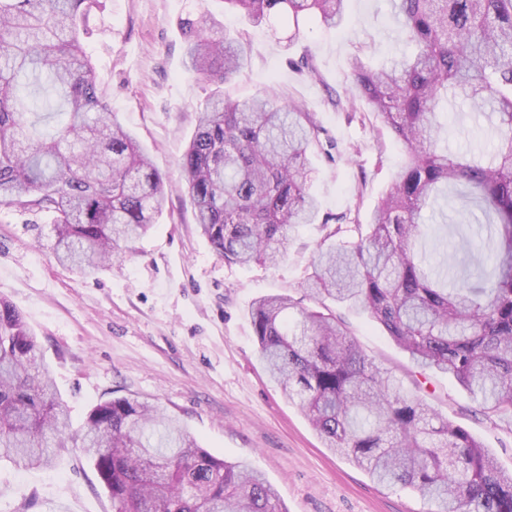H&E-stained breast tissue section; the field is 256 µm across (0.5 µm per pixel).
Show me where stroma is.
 <instances>
[{
  "mask_svg": "<svg viewBox=\"0 0 512 512\" xmlns=\"http://www.w3.org/2000/svg\"><path fill=\"white\" fill-rule=\"evenodd\" d=\"M345 9L349 25L334 30L285 18L253 26L226 13L222 0H103L83 47L118 121L168 180L163 213L111 265L80 277L56 260L50 232L38 237L31 231L46 217L0 208V297L38 335L68 403L72 430L82 428L94 405L132 397L179 418L213 456L261 471L287 512H427L416 493L380 487L324 448L259 358L251 305L268 294L298 295L326 233L323 225L299 227L277 265L228 263L201 235L180 180L181 156L212 86L190 70L177 22L209 12L250 44L247 65L228 93L244 101L272 87L281 99L300 100L315 112L320 139L331 149L311 153L310 191L322 215L366 223L406 149L372 113L336 109L330 98L347 86L350 57L381 62L408 48L395 32L389 0H346ZM304 57L315 64L317 77L295 69ZM442 121L450 151L489 154L498 145L486 115L468 102L448 110ZM467 206L449 189L448 238L428 247L430 263L463 259L468 243L455 221ZM345 318L370 357L512 470V424L486 419L453 378L419 374L366 315L349 311ZM0 512L113 508L93 465L67 451L53 469L23 470L1 461Z\"/></svg>",
  "mask_w": 512,
  "mask_h": 512,
  "instance_id": "obj_1",
  "label": "stroma"
}]
</instances>
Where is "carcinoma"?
<instances>
[{"label":"carcinoma","mask_w":512,"mask_h":512,"mask_svg":"<svg viewBox=\"0 0 512 512\" xmlns=\"http://www.w3.org/2000/svg\"><path fill=\"white\" fill-rule=\"evenodd\" d=\"M95 0H0V207L52 216L56 258L84 276L105 268L162 214L165 182L99 91L81 46ZM345 0H224L261 23L315 19L342 27ZM413 51L379 66L349 60L342 109L363 101L407 158L352 241L320 244L300 288L252 304L259 357L298 402L324 447L380 486L410 489L430 512H512V470L465 428L408 394L352 337L334 307L379 325L416 368L447 374L489 419L512 421V0H391ZM189 68L216 85L180 166L196 224L214 251L275 265L291 233L315 223L309 153L315 113L273 92L239 101L247 43L206 13L179 21ZM463 95L491 112L499 145L460 157L440 144L441 109ZM460 184L487 218L490 270L448 283L418 250L424 214ZM88 455L114 512H287L244 462L211 455L178 421L116 398L70 432L37 336L0 299V460L53 467L68 447Z\"/></svg>","instance_id":"cac0c4a2"}]
</instances>
